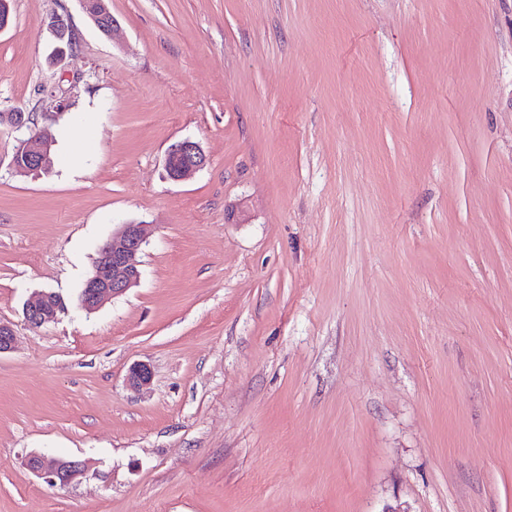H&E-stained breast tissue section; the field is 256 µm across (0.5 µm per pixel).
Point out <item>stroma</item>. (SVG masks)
I'll use <instances>...</instances> for the list:
<instances>
[{"instance_id":"stroma-1","label":"stroma","mask_w":512,"mask_h":512,"mask_svg":"<svg viewBox=\"0 0 512 512\" xmlns=\"http://www.w3.org/2000/svg\"><path fill=\"white\" fill-rule=\"evenodd\" d=\"M11 6L0 111L54 145L16 173L0 126V512H512V0H111L113 40ZM140 220L139 284L84 310ZM44 24L54 43L52 53L57 57L55 63H61L73 53L76 43L70 16L66 13H53ZM207 156L198 142L186 139L170 146L165 158V172L172 181H180L192 172L203 169ZM65 310L61 296L53 292H44L33 302L26 304L24 317L27 316V322L31 326L38 328L57 321L59 314L64 313ZM25 465L31 472L44 478L48 483L60 487L72 484L85 471V466L80 461L61 457H49L39 453L30 455Z\"/></svg>"}]
</instances>
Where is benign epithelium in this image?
I'll use <instances>...</instances> for the list:
<instances>
[{
    "label": "benign epithelium",
    "instance_id": "1",
    "mask_svg": "<svg viewBox=\"0 0 512 512\" xmlns=\"http://www.w3.org/2000/svg\"><path fill=\"white\" fill-rule=\"evenodd\" d=\"M100 16L95 22L98 30L106 37L115 35L117 20L105 22L109 13L108 0H99ZM44 24L54 43L53 54L61 63L74 51L75 35L70 16L66 13H53ZM52 143L42 132L32 130L23 139L11 160V167L20 172L46 169L50 166ZM207 156L199 143L186 139L170 146L165 158V172L172 181H180L189 174L203 169ZM152 233L151 225L144 221L121 225L116 237L105 241L98 249V261L94 273L83 284L78 300L82 308L95 310L102 303L126 293L140 279L138 255L147 244ZM66 310L64 300L53 292H44L36 300L26 304L25 316L35 328L55 322L59 314ZM152 371L147 363H136L128 371L127 383L134 390L147 387ZM25 465L34 474L44 478L54 486L66 487L84 474L82 462L49 457L34 453Z\"/></svg>",
    "mask_w": 512,
    "mask_h": 512
}]
</instances>
